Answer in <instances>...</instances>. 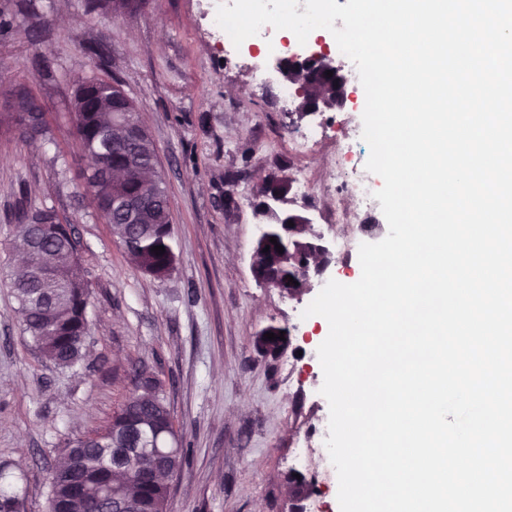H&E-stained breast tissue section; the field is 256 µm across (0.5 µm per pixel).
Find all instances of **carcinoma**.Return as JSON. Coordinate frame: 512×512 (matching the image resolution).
<instances>
[{"label": "carcinoma", "mask_w": 512, "mask_h": 512, "mask_svg": "<svg viewBox=\"0 0 512 512\" xmlns=\"http://www.w3.org/2000/svg\"><path fill=\"white\" fill-rule=\"evenodd\" d=\"M138 0H98L102 9L119 15L134 10ZM10 101L0 109V131L20 138L47 133L44 112L30 89L21 83H0V100ZM138 107L116 84L99 80L79 83L71 101V118L78 139L102 157L103 167L90 174L85 188L94 199L110 206L106 223L112 236L124 247L130 262L142 273L162 278L173 269L171 245L172 217L167 188L156 174L157 149L151 135L139 120ZM289 179L272 178L260 186L256 199L271 195L287 196ZM131 200H143L137 222L130 223L124 207ZM16 235L21 242L36 236V225H52V233L37 240V249L23 265L6 273L9 288L18 303L23 330L37 343L43 355L54 364L72 368L84 357L85 342L91 335L87 317L89 290L76 274L79 251L68 244L69 225L60 221L49 207H22L16 216ZM294 226H288V222ZM314 225L284 216L269 226L265 241L257 242L252 253L253 277L265 279L274 288L292 287L289 278L301 281V270L314 260ZM283 248L278 253L270 238ZM154 246L165 247L157 255ZM268 252H263V249ZM120 410L108 426L96 434L70 442L71 448H84L83 465L94 483L84 493L72 495L61 484L48 485V497L66 502L67 512H96L100 483L109 484L113 495L122 498L124 512H167L169 487L163 479H136L134 471H147L152 460L141 452L138 434L127 429L126 415L134 411L140 429L155 424H173L161 381L136 375Z\"/></svg>", "instance_id": "cac0c4a2"}]
</instances>
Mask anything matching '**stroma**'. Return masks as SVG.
Here are the masks:
<instances>
[{"label": "stroma", "instance_id": "obj_1", "mask_svg": "<svg viewBox=\"0 0 512 512\" xmlns=\"http://www.w3.org/2000/svg\"><path fill=\"white\" fill-rule=\"evenodd\" d=\"M207 12V0H147L118 17L100 15L93 0H0V78L25 83L50 127L24 142L0 134V266L16 256L19 203L55 208L79 243L92 328L78 367L54 365L24 333L0 278V465L20 512H46L50 466L69 441L111 421L138 368L165 383L186 456L168 512H288L292 472L312 481L317 512H340L330 459L298 456L303 418L329 416L317 354L326 333L303 315L316 294L291 299L255 282L251 255L269 219L253 201L266 176L287 174L288 133L332 115L325 143L353 141L366 99L351 88L326 112L280 111L281 75L255 86L251 57L274 69L319 51L325 31L303 44L279 36L275 54L246 43L230 50L212 37ZM82 78L120 85L156 144L176 256L165 278L129 262L85 190L69 116ZM270 325L290 333L280 361L253 348Z\"/></svg>", "mask_w": 512, "mask_h": 512}]
</instances>
